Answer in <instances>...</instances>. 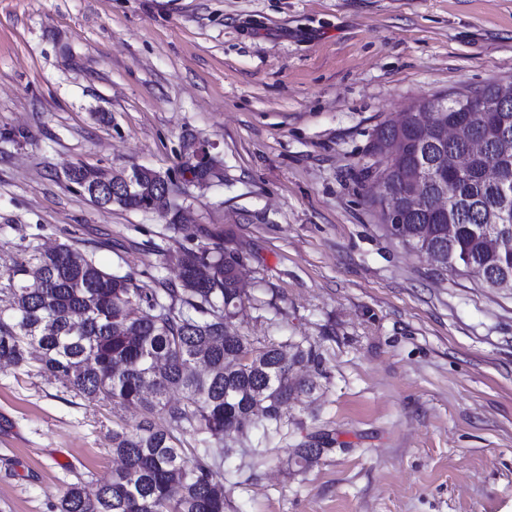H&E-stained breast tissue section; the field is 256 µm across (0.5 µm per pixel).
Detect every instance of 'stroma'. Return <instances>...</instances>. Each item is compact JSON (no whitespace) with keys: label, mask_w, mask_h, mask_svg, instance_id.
<instances>
[{"label":"stroma","mask_w":512,"mask_h":512,"mask_svg":"<svg viewBox=\"0 0 512 512\" xmlns=\"http://www.w3.org/2000/svg\"><path fill=\"white\" fill-rule=\"evenodd\" d=\"M512 81V0H0V273L68 242L144 284L179 252L242 264L225 327L313 350L281 433L209 463L224 512H512V290L437 271L382 226L373 132L412 102ZM223 172L175 208H100L75 165ZM139 412L0 367V512H56ZM332 448L301 466L294 449ZM186 145L187 149L192 152L198 163L205 165L211 161L212 155L210 154V150L207 146L195 143H188ZM185 154L186 160L182 163V174L184 175L186 172H189L192 175V179L188 182L202 184L210 181L212 178L218 177L219 169L214 158L209 165L203 166L197 165L192 161L189 154Z\"/></svg>","instance_id":"35a3bbf8"}]
</instances>
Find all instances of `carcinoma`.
<instances>
[{
    "label": "carcinoma",
    "mask_w": 512,
    "mask_h": 512,
    "mask_svg": "<svg viewBox=\"0 0 512 512\" xmlns=\"http://www.w3.org/2000/svg\"><path fill=\"white\" fill-rule=\"evenodd\" d=\"M436 102L428 139L416 119ZM462 112L473 119L462 134L444 135ZM399 144L392 154L379 141ZM512 93L489 83L469 94L434 95L409 107L374 132L363 168L384 193L372 200L379 221L389 227L391 191L413 183L418 195L396 228L410 250L433 257L440 271L467 273L475 267L505 269L495 283L512 278V193L504 197L488 180L487 164L512 165ZM182 172L202 184L219 175L216 161L198 165L191 157ZM68 182L100 206L145 210L149 201L168 205L185 193L183 184L153 169L130 188L112 194V173L74 166ZM447 195L448 209L435 201ZM454 226L448 234V225ZM179 284L158 281L149 288L130 273L99 265L93 255L63 243L30 254L0 274V362L21 367L39 353V373L61 379L88 401L135 409L142 420L112 430V454L121 466L103 483L65 485L59 512H224V483L206 461L212 445L236 439L261 406L263 425L280 430L284 408L306 382L291 374L294 363L312 362L300 349L284 360L279 346L228 333L224 320L242 306L240 264L217 248L202 247L177 257ZM179 397L170 399V393ZM190 435L203 454L189 460L182 437Z\"/></svg>",
    "instance_id": "carcinoma-1"
}]
</instances>
